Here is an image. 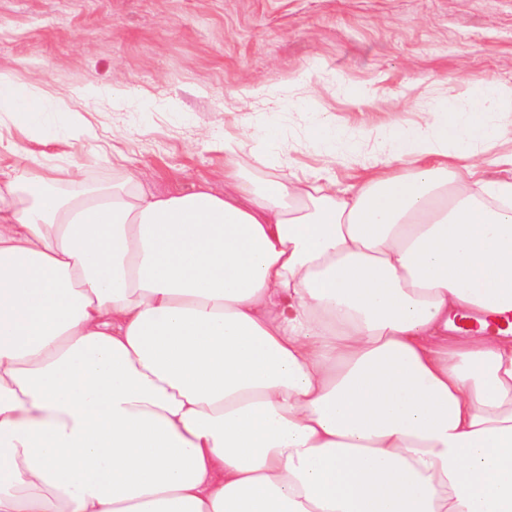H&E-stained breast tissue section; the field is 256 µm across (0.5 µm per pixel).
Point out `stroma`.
Wrapping results in <instances>:
<instances>
[{
  "label": "stroma",
  "mask_w": 512,
  "mask_h": 512,
  "mask_svg": "<svg viewBox=\"0 0 512 512\" xmlns=\"http://www.w3.org/2000/svg\"><path fill=\"white\" fill-rule=\"evenodd\" d=\"M0 69L64 94L122 81L91 108L103 148L87 185L123 170L165 192L224 165V132L249 125L241 154L281 139L291 162L323 163L312 126L412 122L414 103L512 81V0H0ZM261 85L279 113L245 108ZM122 152L123 168L112 165Z\"/></svg>",
  "instance_id": "stroma-1"
}]
</instances>
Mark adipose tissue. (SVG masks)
Wrapping results in <instances>:
<instances>
[{
	"instance_id": "ef3b65f1",
	"label": "adipose tissue",
	"mask_w": 512,
	"mask_h": 512,
	"mask_svg": "<svg viewBox=\"0 0 512 512\" xmlns=\"http://www.w3.org/2000/svg\"><path fill=\"white\" fill-rule=\"evenodd\" d=\"M69 101L0 71V512H512V83L220 191L85 189Z\"/></svg>"
}]
</instances>
